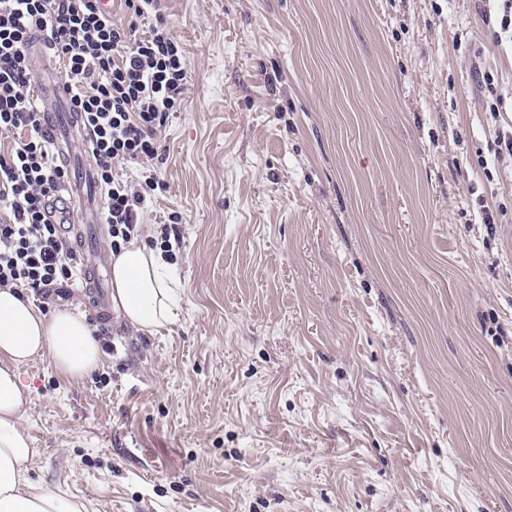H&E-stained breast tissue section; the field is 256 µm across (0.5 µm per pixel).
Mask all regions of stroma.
Returning <instances> with one entry per match:
<instances>
[{"instance_id":"35a3bbf8","label":"stroma","mask_w":512,"mask_h":512,"mask_svg":"<svg viewBox=\"0 0 512 512\" xmlns=\"http://www.w3.org/2000/svg\"><path fill=\"white\" fill-rule=\"evenodd\" d=\"M175 321L80 281L83 379L22 367L34 482L84 512H512V47L475 0H160Z\"/></svg>"}]
</instances>
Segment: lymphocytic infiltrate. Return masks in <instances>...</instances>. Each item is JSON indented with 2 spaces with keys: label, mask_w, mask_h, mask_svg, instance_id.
I'll list each match as a JSON object with an SVG mask.
<instances>
[{
  "label": "lymphocytic infiltrate",
  "mask_w": 512,
  "mask_h": 512,
  "mask_svg": "<svg viewBox=\"0 0 512 512\" xmlns=\"http://www.w3.org/2000/svg\"><path fill=\"white\" fill-rule=\"evenodd\" d=\"M157 3L128 0L134 21L122 26L104 17L96 0H0V133L13 137L10 150L0 151V209L7 212L0 219V287L43 294L76 274L73 252L51 221L68 173L31 93L29 48L37 37L63 62L69 101L104 190L113 249L139 235L137 214L158 176L121 183L112 169L159 159L160 132L181 109L189 73L164 20L143 33L136 26Z\"/></svg>",
  "instance_id": "f902f5d3"
}]
</instances>
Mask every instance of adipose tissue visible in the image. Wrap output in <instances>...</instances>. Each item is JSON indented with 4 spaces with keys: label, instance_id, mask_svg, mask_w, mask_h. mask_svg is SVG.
<instances>
[{
    "label": "adipose tissue",
    "instance_id": "adipose-tissue-1",
    "mask_svg": "<svg viewBox=\"0 0 512 512\" xmlns=\"http://www.w3.org/2000/svg\"><path fill=\"white\" fill-rule=\"evenodd\" d=\"M111 277L112 305L130 329L154 334L172 323L179 283L159 251L130 241L113 255ZM43 354L72 380L102 359L85 315L59 310L46 316L24 290L0 288V512H81L61 491L33 486L28 476L39 451L21 424L29 393L21 368Z\"/></svg>",
    "mask_w": 512,
    "mask_h": 512
}]
</instances>
